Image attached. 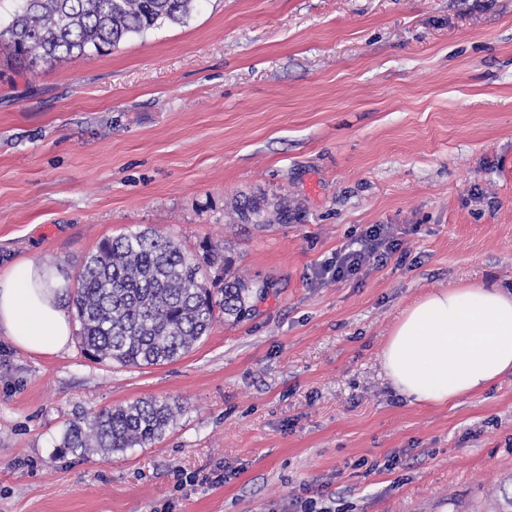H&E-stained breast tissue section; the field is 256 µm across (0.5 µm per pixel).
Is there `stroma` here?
I'll return each instance as SVG.
<instances>
[{
  "instance_id": "stroma-1",
  "label": "stroma",
  "mask_w": 512,
  "mask_h": 512,
  "mask_svg": "<svg viewBox=\"0 0 512 512\" xmlns=\"http://www.w3.org/2000/svg\"><path fill=\"white\" fill-rule=\"evenodd\" d=\"M7 54L0 273L25 260L71 291L101 240L149 228L267 292L157 366L0 335V512H293L306 491L505 512L512 374L412 404L380 351L424 292L512 291V0H202L102 54L25 73ZM246 198L286 220L239 221ZM371 224L401 243L387 263L317 282ZM147 398L180 406L152 445L62 450L70 423Z\"/></svg>"
}]
</instances>
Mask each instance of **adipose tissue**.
Instances as JSON below:
<instances>
[{"label": "adipose tissue", "mask_w": 512, "mask_h": 512, "mask_svg": "<svg viewBox=\"0 0 512 512\" xmlns=\"http://www.w3.org/2000/svg\"><path fill=\"white\" fill-rule=\"evenodd\" d=\"M0 335L32 354L67 349L63 288L23 261L0 274ZM380 359L410 402L443 406L481 393L512 372V294L482 285L425 293L401 311Z\"/></svg>", "instance_id": "1"}]
</instances>
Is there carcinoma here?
<instances>
[{
    "mask_svg": "<svg viewBox=\"0 0 512 512\" xmlns=\"http://www.w3.org/2000/svg\"><path fill=\"white\" fill-rule=\"evenodd\" d=\"M196 0H23L0 39L19 71L39 60L60 61L110 49L164 22L181 23ZM248 200L239 220L266 222ZM207 255H191L172 237L143 230L103 240L83 263L74 291L81 344L92 359L154 366L189 353L207 335L216 313L251 310L253 283L240 276L212 291ZM174 417L167 400H138L73 422L60 447L73 454H109L160 439Z\"/></svg>",
    "mask_w": 512,
    "mask_h": 512,
    "instance_id": "carcinoma-1",
    "label": "carcinoma"
}]
</instances>
